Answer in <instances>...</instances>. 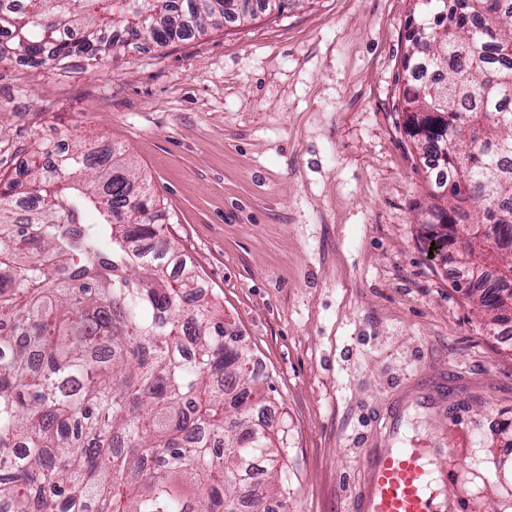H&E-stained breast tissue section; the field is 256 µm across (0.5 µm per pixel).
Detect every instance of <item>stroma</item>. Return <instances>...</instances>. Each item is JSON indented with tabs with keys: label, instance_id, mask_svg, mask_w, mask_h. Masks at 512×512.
I'll use <instances>...</instances> for the list:
<instances>
[{
	"label": "stroma",
	"instance_id": "1",
	"mask_svg": "<svg viewBox=\"0 0 512 512\" xmlns=\"http://www.w3.org/2000/svg\"><path fill=\"white\" fill-rule=\"evenodd\" d=\"M412 0H291L51 72L0 65V176L46 139L124 149L270 390L288 512H357L362 450L432 448L455 512H512V340L425 253L394 112Z\"/></svg>",
	"mask_w": 512,
	"mask_h": 512
}]
</instances>
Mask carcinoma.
Returning a JSON list of instances; mask_svg holds the SVG:
<instances>
[{
    "mask_svg": "<svg viewBox=\"0 0 512 512\" xmlns=\"http://www.w3.org/2000/svg\"><path fill=\"white\" fill-rule=\"evenodd\" d=\"M276 0H23L0 5V63L163 47ZM396 110L425 171L444 156L427 243L512 267V0H413ZM166 212L110 145L51 141L0 183V512H268L269 423L250 421L260 374L203 298L167 275ZM489 224L504 253L458 235ZM152 241L158 254H144ZM474 288L512 310V281ZM236 421H226L227 408Z\"/></svg>",
    "mask_w": 512,
    "mask_h": 512,
    "instance_id": "carcinoma-1",
    "label": "carcinoma"
}]
</instances>
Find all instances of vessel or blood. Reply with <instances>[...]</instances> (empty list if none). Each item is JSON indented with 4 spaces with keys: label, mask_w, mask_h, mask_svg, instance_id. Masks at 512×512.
Instances as JSON below:
<instances>
[{
    "label": "vessel or blood",
    "mask_w": 512,
    "mask_h": 512,
    "mask_svg": "<svg viewBox=\"0 0 512 512\" xmlns=\"http://www.w3.org/2000/svg\"><path fill=\"white\" fill-rule=\"evenodd\" d=\"M448 475L422 448H373L358 491V512H447Z\"/></svg>",
    "instance_id": "vessel-or-blood-1"
}]
</instances>
